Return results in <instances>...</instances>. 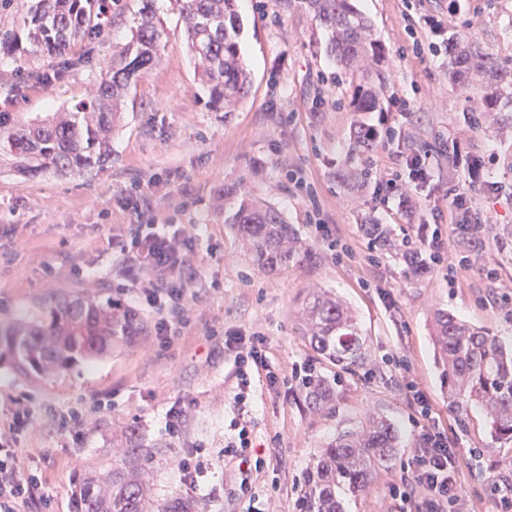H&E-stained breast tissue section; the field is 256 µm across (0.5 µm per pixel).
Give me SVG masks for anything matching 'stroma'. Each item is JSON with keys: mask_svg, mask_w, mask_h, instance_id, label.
Wrapping results in <instances>:
<instances>
[{"mask_svg": "<svg viewBox=\"0 0 512 512\" xmlns=\"http://www.w3.org/2000/svg\"><path fill=\"white\" fill-rule=\"evenodd\" d=\"M368 18L383 49L368 74L337 64L329 36L298 0H238L239 47L252 74L248 96L231 114L214 107L186 48L183 22L173 0H154L166 30L159 63L138 79L133 104L112 134V164L85 175L19 174L11 156H0V326L20 316L48 318L59 301L83 297L113 300L135 311L147 330L113 344L110 355L26 376L0 358V424L18 407L29 417L16 439L26 451L24 474L40 477L48 512H71V479L89 470L124 466V448L137 437L153 452L146 479L157 503L179 496L192 512H299L309 471L327 443L360 426L373 413L392 419L403 443L346 512H398L389 488L420 443L411 423L406 389L414 382L429 399L435 421L459 450L461 500L457 512H485L486 482H512V443L487 447L484 423L473 417L460 428L448 411L434 364L433 317L448 310L512 342V247L487 242L472 248L465 228L452 224L448 193L469 190L480 205L469 223L512 225V100L484 106L477 80L459 84L448 64L455 40L489 54L512 73V0H353ZM439 29L425 26L428 18ZM129 24L104 20L102 32L72 43L62 58L27 49L0 55V113L14 121L30 113L73 108L86 98L107 67L112 45ZM64 68L51 86L43 73ZM370 83L381 99L375 112L355 115L356 85ZM378 131L371 152L354 165L362 182L344 187L335 173L345 162L355 118ZM424 152L427 182L408 180L388 205L376 200L377 183L394 168L392 153ZM140 184L141 210L124 208L122 194ZM316 191L311 207L307 191ZM193 207H180L182 194ZM251 196L283 211L309 243L307 259L272 271L243 247L220 209L225 194ZM156 221L196 236L179 276L187 289V323L160 348L156 314L135 297L145 269L127 264L110 241ZM330 225L355 256L339 264L319 242L316 223ZM388 225L396 238L437 223L449 256L468 257L455 283L432 266L410 278L401 258L378 252L370 263L364 223ZM496 269L488 279L487 269ZM331 288L355 310L366 336L364 368L342 371L321 359L299 329L297 316L313 289ZM260 331L268 338L267 372L288 376L310 363L337 393L332 415L311 413L303 386L269 385L253 374L246 407L234 402L237 380L224 333ZM406 359L409 371L389 365ZM83 417L69 432L58 418L73 409ZM182 412L173 437L165 429L170 409ZM251 421L266 464L252 472L253 497L240 490L238 459L223 456L239 418ZM195 455L205 470L179 472Z\"/></svg>", "mask_w": 512, "mask_h": 512, "instance_id": "obj_1", "label": "stroma"}]
</instances>
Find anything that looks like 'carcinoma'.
<instances>
[{"mask_svg":"<svg viewBox=\"0 0 512 512\" xmlns=\"http://www.w3.org/2000/svg\"><path fill=\"white\" fill-rule=\"evenodd\" d=\"M130 39L112 46L110 65L76 109L51 117L11 123L0 113V152L19 160L22 173L53 171L83 175L112 163V129L134 95L135 78L160 60L164 30L152 0H140ZM183 18L190 53L197 59L202 80L213 103L232 111L250 90V74L240 58V23L236 0H175ZM319 26L331 33L337 62L355 71L368 57L371 25L351 0H300ZM102 0H31L24 28L28 41L49 57H56L72 41L92 33ZM451 64L482 77L483 101L493 106L502 96L503 77L492 58L462 41L452 46ZM353 111L372 112L379 105L370 85H358ZM377 133L359 123L349 144L350 156L372 150ZM262 265L276 269L310 253V245L273 206L242 197L227 217ZM363 233L384 251H399L384 224H363ZM408 274L416 279L429 273L420 253H407ZM304 336L324 360L339 368H353L365 360L366 337L350 308L328 291L312 295L302 311ZM433 336L436 361L448 389V409L460 422L478 411L484 421L487 445L512 441V344L447 311L435 314ZM143 325L131 310L110 302L76 298L64 301L48 321H21L0 326V345H6L14 367L23 374L66 368L77 358L108 354L112 341L132 340ZM309 410L320 412L336 403V389L316 376L305 387ZM395 424L373 414L353 431L328 444L308 477L300 512H345L344 496L365 491L375 475L386 469L400 447ZM131 463L121 469L90 473L72 489V512H190L175 497L153 506L140 469L150 452L135 442L127 449Z\"/></svg>","mask_w":512,"mask_h":512,"instance_id":"cac0c4a2","label":"carcinoma"}]
</instances>
